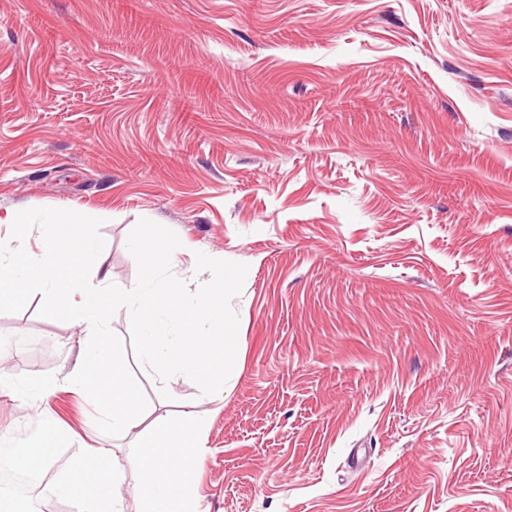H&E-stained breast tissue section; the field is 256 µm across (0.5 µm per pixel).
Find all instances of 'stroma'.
<instances>
[{
    "mask_svg": "<svg viewBox=\"0 0 512 512\" xmlns=\"http://www.w3.org/2000/svg\"><path fill=\"white\" fill-rule=\"evenodd\" d=\"M29 208L97 213L130 287L140 219L247 265L215 394L111 328L150 417L207 419L199 512H512V0H0V242ZM0 313V432L67 436L32 503L112 449L136 512L149 424L63 386L83 325ZM56 387L57 384L53 380L22 379L10 383L8 391L15 398L36 402L48 397Z\"/></svg>",
    "mask_w": 512,
    "mask_h": 512,
    "instance_id": "1",
    "label": "stroma"
}]
</instances>
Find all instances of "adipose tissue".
Masks as SVG:
<instances>
[{
  "label": "adipose tissue",
  "instance_id": "1",
  "mask_svg": "<svg viewBox=\"0 0 512 512\" xmlns=\"http://www.w3.org/2000/svg\"><path fill=\"white\" fill-rule=\"evenodd\" d=\"M207 421L195 417L185 434L163 419L155 420L157 440L142 460L146 478L144 512H196L189 477L205 452ZM65 435L52 417H42L23 441L0 437V465L38 473L54 459ZM124 476L111 450L87 448L83 457L54 484L53 493L75 503L77 512H122Z\"/></svg>",
  "mask_w": 512,
  "mask_h": 512
}]
</instances>
